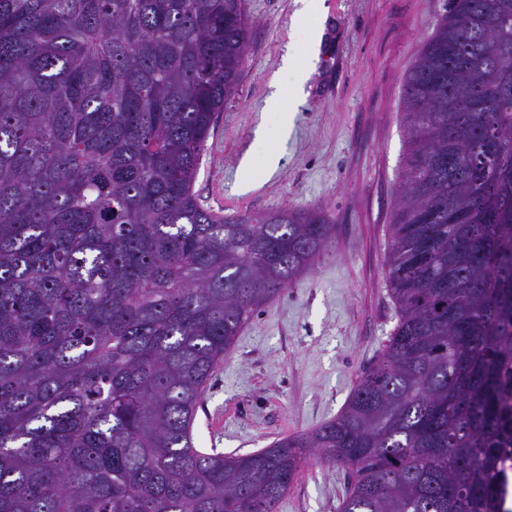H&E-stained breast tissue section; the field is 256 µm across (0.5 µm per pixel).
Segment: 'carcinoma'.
Segmentation results:
<instances>
[{
    "mask_svg": "<svg viewBox=\"0 0 512 512\" xmlns=\"http://www.w3.org/2000/svg\"><path fill=\"white\" fill-rule=\"evenodd\" d=\"M246 0H0V512H277L309 456L340 512H501L512 426V0H444L411 65L397 322L339 415L194 445L215 367L331 248L320 209L193 184Z\"/></svg>",
    "mask_w": 512,
    "mask_h": 512,
    "instance_id": "cac0c4a2",
    "label": "carcinoma"
}]
</instances>
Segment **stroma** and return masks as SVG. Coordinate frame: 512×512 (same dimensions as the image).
<instances>
[{
  "label": "stroma",
  "mask_w": 512,
  "mask_h": 512,
  "mask_svg": "<svg viewBox=\"0 0 512 512\" xmlns=\"http://www.w3.org/2000/svg\"><path fill=\"white\" fill-rule=\"evenodd\" d=\"M325 4L321 61L296 101L294 75L281 68L288 43L304 47L308 36L294 22L295 0H246L239 88L194 183L219 215L320 208L336 226L335 246L260 308L215 368L194 424L205 452L252 453L336 417L396 323L386 270L407 147L404 83L443 0ZM272 152L280 161L269 171ZM348 481L346 469L309 459L278 512H339Z\"/></svg>",
  "instance_id": "stroma-1"
}]
</instances>
